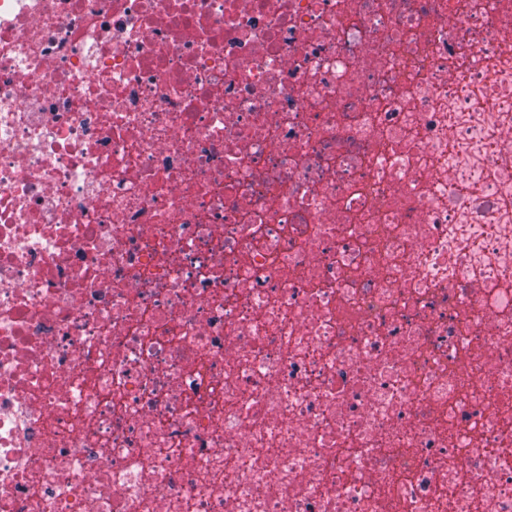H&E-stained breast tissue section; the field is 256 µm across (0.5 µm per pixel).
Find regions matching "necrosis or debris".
<instances>
[{
	"mask_svg": "<svg viewBox=\"0 0 512 512\" xmlns=\"http://www.w3.org/2000/svg\"><path fill=\"white\" fill-rule=\"evenodd\" d=\"M0 512H512V0H0Z\"/></svg>",
	"mask_w": 512,
	"mask_h": 512,
	"instance_id": "necrosis-or-debris-1",
	"label": "necrosis or debris"
}]
</instances>
